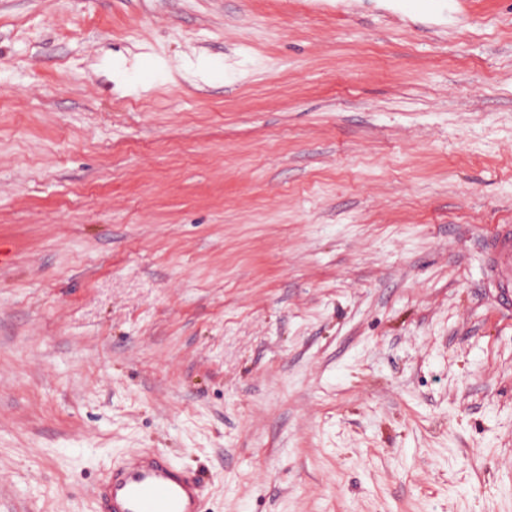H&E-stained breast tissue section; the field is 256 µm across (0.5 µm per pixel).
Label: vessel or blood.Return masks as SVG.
Segmentation results:
<instances>
[{
  "label": "vessel or blood",
  "instance_id": "1",
  "mask_svg": "<svg viewBox=\"0 0 512 512\" xmlns=\"http://www.w3.org/2000/svg\"><path fill=\"white\" fill-rule=\"evenodd\" d=\"M487 272L502 306H512V225H498L485 242ZM199 474L174 467L162 453L131 455L97 490L98 512H205Z\"/></svg>",
  "mask_w": 512,
  "mask_h": 512
}]
</instances>
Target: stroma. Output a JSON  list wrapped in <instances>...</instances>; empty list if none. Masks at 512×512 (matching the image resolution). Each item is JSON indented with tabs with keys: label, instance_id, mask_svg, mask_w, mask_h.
Instances as JSON below:
<instances>
[{
	"label": "stroma",
	"instance_id": "1",
	"mask_svg": "<svg viewBox=\"0 0 512 512\" xmlns=\"http://www.w3.org/2000/svg\"><path fill=\"white\" fill-rule=\"evenodd\" d=\"M498 224L512 0H0V512H512ZM205 502L199 474L153 451L127 457L97 490L98 512H205Z\"/></svg>",
	"mask_w": 512,
	"mask_h": 512
}]
</instances>
